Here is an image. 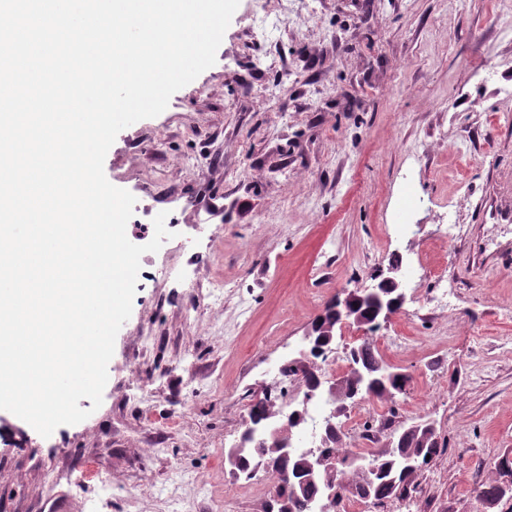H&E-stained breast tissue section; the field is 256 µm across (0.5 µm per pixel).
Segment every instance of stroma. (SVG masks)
<instances>
[{"label":"stroma","instance_id":"stroma-1","mask_svg":"<svg viewBox=\"0 0 512 512\" xmlns=\"http://www.w3.org/2000/svg\"><path fill=\"white\" fill-rule=\"evenodd\" d=\"M291 7L300 23L279 0H240L215 64L109 149L107 179L136 199L128 239L148 243L163 211L175 236L145 255L156 277L136 289L99 408L80 400L89 417L47 438L0 410V512H50L59 496L69 512H262L263 498L224 493L239 397L276 388L337 293L397 260L415 303L454 294L448 312L397 313L376 340L413 377L398 422L434 421L444 451L410 498L356 512H512L510 497L489 511L477 496L512 456V8ZM409 176L424 205L401 235ZM452 218L464 232L450 239ZM219 275L229 289L187 323L192 284ZM58 467L71 481L50 483Z\"/></svg>","mask_w":512,"mask_h":512}]
</instances>
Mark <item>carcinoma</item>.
Masks as SVG:
<instances>
[{"instance_id": "cac0c4a2", "label": "carcinoma", "mask_w": 512, "mask_h": 512, "mask_svg": "<svg viewBox=\"0 0 512 512\" xmlns=\"http://www.w3.org/2000/svg\"><path fill=\"white\" fill-rule=\"evenodd\" d=\"M365 362L377 365L383 370L390 369L379 355L375 342L363 340L355 346L350 354V362ZM346 389L352 396L341 401L332 398L336 404L343 402L352 404L357 399L376 397L381 400H393L385 392V388L368 389L355 381L346 382ZM272 403L263 397L254 404L249 412V423L243 432L240 447L244 448L242 467L239 477L252 480L264 467L290 465L303 470V475L295 479L282 492L280 501L269 498L265 504V512H313L314 504L326 492V478L316 472L306 471L307 453L292 454L286 460H279L274 448H255L252 434L266 428L272 418ZM332 446L323 448V453L336 459L335 476L332 487L339 490L351 489L363 485L368 488L370 499L383 503L390 499H404L414 488L418 477L430 464V460L442 453L437 433L425 431L416 424L400 426L392 431L388 443L369 455L354 454L343 448L342 437L331 435ZM498 477L484 484L478 490V497L493 508L506 495L512 494V488L504 491L500 487L501 478L512 477V458L504 456L495 465Z\"/></svg>"}]
</instances>
